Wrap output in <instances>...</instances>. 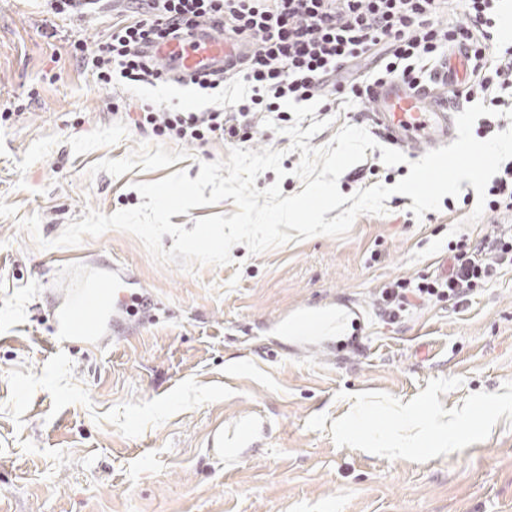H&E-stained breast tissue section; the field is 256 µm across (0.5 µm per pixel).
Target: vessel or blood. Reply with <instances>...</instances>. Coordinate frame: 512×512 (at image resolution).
I'll return each mask as SVG.
<instances>
[{
    "instance_id": "vessel-or-blood-1",
    "label": "vessel or blood",
    "mask_w": 512,
    "mask_h": 512,
    "mask_svg": "<svg viewBox=\"0 0 512 512\" xmlns=\"http://www.w3.org/2000/svg\"><path fill=\"white\" fill-rule=\"evenodd\" d=\"M227 45L223 35L208 32L200 48L183 49L174 43L159 48L156 55L179 76L220 74L224 71ZM370 118L384 139L416 153L445 146L454 136V120L446 103L430 102L427 91L408 90L396 80L376 90L371 98ZM124 283L119 275L103 274L74 285L58 312L63 335L86 339L99 336L106 305Z\"/></svg>"
}]
</instances>
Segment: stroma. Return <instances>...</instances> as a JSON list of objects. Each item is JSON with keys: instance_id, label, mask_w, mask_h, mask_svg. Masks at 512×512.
<instances>
[{"instance_id": "obj_1", "label": "stroma", "mask_w": 512, "mask_h": 512, "mask_svg": "<svg viewBox=\"0 0 512 512\" xmlns=\"http://www.w3.org/2000/svg\"><path fill=\"white\" fill-rule=\"evenodd\" d=\"M129 0H98L79 16L50 0H0V512H512V269L475 285L466 305L425 303L387 324L379 291L440 271L453 227L470 240L512 227V211L484 210L463 184L439 210L415 218L406 195L386 214L357 217L346 236L317 235L225 265L184 271L155 262L116 229L56 245L84 213L130 209L136 184L177 171L197 178L225 160L221 142L187 144L136 129L130 113L220 107L222 90L174 81L99 85L75 57L94 56ZM368 101L343 98L316 120L327 145L346 124L369 127ZM288 136L257 127L250 149L284 151V179L255 186L303 189ZM367 150L339 178L350 196L409 173ZM39 216V248L22 219ZM124 270L131 283L110 305L104 336L60 335L65 272ZM146 310L133 311L134 297ZM344 308L350 336H290L292 316ZM420 406L456 447L405 453L360 446L382 434L391 404ZM367 405L351 438L338 420ZM248 415L262 423L237 465L208 448L216 426L232 439Z\"/></svg>"}]
</instances>
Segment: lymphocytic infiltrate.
I'll use <instances>...</instances> for the list:
<instances>
[{"mask_svg": "<svg viewBox=\"0 0 512 512\" xmlns=\"http://www.w3.org/2000/svg\"><path fill=\"white\" fill-rule=\"evenodd\" d=\"M148 14L119 22L94 55L101 85L113 74L131 84L166 79L153 47L185 40L199 29L228 34L241 52L229 55L223 74L192 77L200 89L244 82L245 97L203 112L156 111L144 106L135 125L187 143L246 142L260 114L279 120L286 101L315 97H369L373 86L397 79L410 88L446 77L447 49L464 52L471 82L460 95L491 109H512V46L494 40L499 0H464V21L439 24L446 0H146ZM378 56V66L358 71ZM512 265V236L491 231L479 242L460 238L444 274L418 281L399 278L382 288L378 315L396 320L411 299L465 303L474 285Z\"/></svg>", "mask_w": 512, "mask_h": 512, "instance_id": "obj_1", "label": "lymphocytic infiltrate"}]
</instances>
